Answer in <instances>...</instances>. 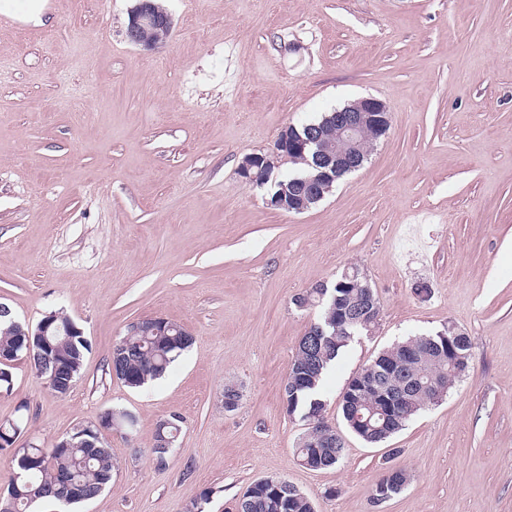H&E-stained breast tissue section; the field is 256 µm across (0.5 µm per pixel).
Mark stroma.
<instances>
[{
    "label": "stroma",
    "instance_id": "1",
    "mask_svg": "<svg viewBox=\"0 0 512 512\" xmlns=\"http://www.w3.org/2000/svg\"><path fill=\"white\" fill-rule=\"evenodd\" d=\"M13 2L0 16V302L33 325L63 310L90 350L64 396L14 362L0 421L24 416L13 445L26 448L110 409L136 419L102 430L118 468L74 512H190L205 491V512H235L268 476L316 512H512V0H160L173 27L154 51L126 38L136 0H44L39 25ZM367 96L389 110L386 135L309 210H273L268 187L239 177L286 126ZM421 213L426 254L406 236ZM351 269L380 321L324 379L346 448L310 470L283 389L317 311L293 299ZM151 317L193 343L132 389L107 363ZM450 326L471 362L442 401L378 445L346 432L349 379ZM174 414L161 468L155 430ZM392 465L408 485L375 503ZM169 421L171 423V426L169 427L170 432H169L168 437L170 439H172V442L170 444V448H168V441L162 436V429L166 425H168L167 420L161 421L157 425L156 432H159V434H161V437L159 438V441L157 442V447H155L154 444H153V448H151V453H152V456H153V460L155 461L156 465L159 466V467L166 466L168 461H169V459L172 457V455L174 453V450H175L174 445H173V441H174V438H175L176 434L177 433L179 434L180 430H181V426H180L181 420H180L179 416L174 415V416H172L169 419ZM173 431L176 432L175 435L172 433ZM175 441H176V439H175ZM175 441H174V443H175ZM161 452H162L164 457L159 456V454H161Z\"/></svg>",
    "mask_w": 512,
    "mask_h": 512
}]
</instances>
